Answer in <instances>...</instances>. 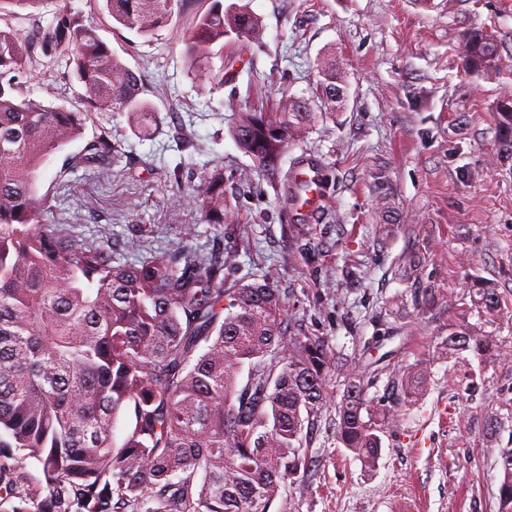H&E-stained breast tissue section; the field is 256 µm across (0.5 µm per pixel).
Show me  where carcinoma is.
I'll return each instance as SVG.
<instances>
[{
  "mask_svg": "<svg viewBox=\"0 0 512 512\" xmlns=\"http://www.w3.org/2000/svg\"><path fill=\"white\" fill-rule=\"evenodd\" d=\"M106 5L142 37L179 32L188 70L218 86L229 70L224 39H263L258 17L224 0L189 18L184 0ZM462 38L466 70L496 69L492 35L469 30ZM59 59L72 67L83 109L16 95L21 75ZM319 73V95L334 111L344 80L325 59ZM144 92L141 74L79 14L61 9L28 30L0 26V502L17 500L10 512H269L281 480L306 465L304 422L327 402L336 354L320 336L287 330L272 273L224 287V252L193 249V224L175 248L120 263L105 247L41 223L47 196L38 179L48 157L83 137L91 112H125L135 126L155 117ZM229 107L230 136L271 173L314 119L298 97L270 110ZM494 112L497 152L512 157V95ZM117 153L97 138L68 166H94L107 180ZM188 197L204 222L224 223V166L206 169ZM441 348L483 358L497 344L453 331ZM343 385L336 438L372 472L391 416L371 411L359 371H347ZM425 385L418 367L397 380L407 403ZM120 419L126 427L117 438ZM21 451L38 462L44 483L14 476ZM499 468L498 512H512V448L501 451Z\"/></svg>",
  "mask_w": 512,
  "mask_h": 512,
  "instance_id": "carcinoma-1",
  "label": "carcinoma"
}]
</instances>
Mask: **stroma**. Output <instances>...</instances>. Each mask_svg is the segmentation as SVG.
I'll use <instances>...</instances> for the list:
<instances>
[{"instance_id":"35a3bbf8","label":"stroma","mask_w":512,"mask_h":512,"mask_svg":"<svg viewBox=\"0 0 512 512\" xmlns=\"http://www.w3.org/2000/svg\"><path fill=\"white\" fill-rule=\"evenodd\" d=\"M265 28L248 49L259 97L309 100L317 114L281 156L278 177L258 169L227 131L226 102L248 78L212 87L187 72L176 33L143 38L112 21L104 0H41L48 22L66 7L91 19L101 39L145 79L158 110L148 133L121 112H95L83 139L40 170L44 221L130 262L173 248L184 225L195 246L234 254L233 285L266 271L288 305L294 332L323 337L338 357L330 399L302 434L307 469L285 477L270 512H497L500 452L512 448V158L496 154L494 102L512 92V0H244ZM499 45V67L465 71L462 33ZM335 56L347 98L336 111L319 98L318 64ZM70 69L24 76L19 94L74 108ZM104 137L121 147L108 181L67 158ZM323 168L324 208L298 220L287 190L299 160ZM224 166V222L203 223L198 206L168 205L210 165ZM83 224H69L73 211ZM499 298L480 304L482 289ZM495 340L489 358L448 356L455 330ZM428 376L406 403L390 380L409 366ZM361 371L373 407L391 412L373 473L336 440L342 368Z\"/></svg>"}]
</instances>
